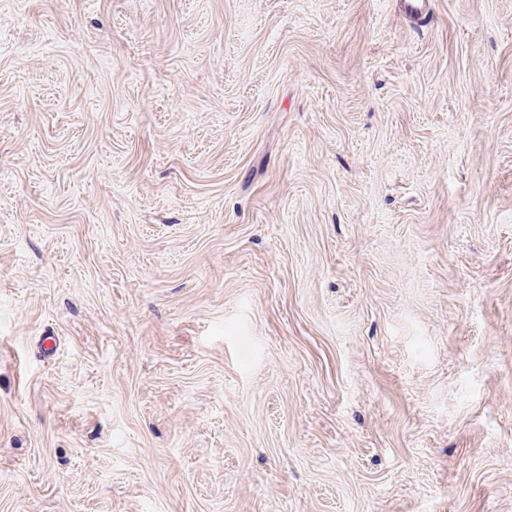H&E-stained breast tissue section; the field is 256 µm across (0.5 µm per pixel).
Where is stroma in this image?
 Masks as SVG:
<instances>
[{
	"label": "stroma",
	"instance_id": "1",
	"mask_svg": "<svg viewBox=\"0 0 512 512\" xmlns=\"http://www.w3.org/2000/svg\"><path fill=\"white\" fill-rule=\"evenodd\" d=\"M0 0V512H512V0ZM430 3V0H397V8L409 22L424 27L431 17Z\"/></svg>",
	"mask_w": 512,
	"mask_h": 512
}]
</instances>
